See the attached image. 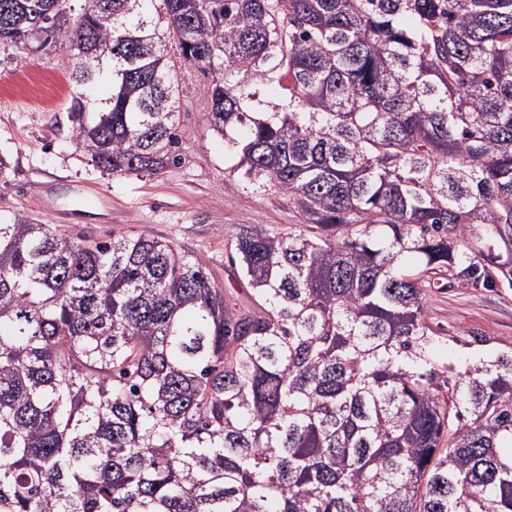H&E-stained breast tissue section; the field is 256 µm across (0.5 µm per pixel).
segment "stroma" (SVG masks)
Here are the masks:
<instances>
[{
  "label": "stroma",
  "mask_w": 512,
  "mask_h": 512,
  "mask_svg": "<svg viewBox=\"0 0 512 512\" xmlns=\"http://www.w3.org/2000/svg\"><path fill=\"white\" fill-rule=\"evenodd\" d=\"M179 85L180 158L161 173L119 177L89 165L71 142L67 108L70 69L59 52L31 53L0 43V155L10 168L0 177V217L17 213L60 225L69 235L148 234L197 253L230 302L252 306L250 286L229 259L227 229L262 224L278 232L301 229L303 219L287 195L249 181L239 154L210 125L207 81L168 43ZM84 181L112 199V214L86 206L71 184ZM84 209L75 224H59L62 210ZM428 322L435 355L464 369L512 351V289L485 281L432 276Z\"/></svg>",
  "instance_id": "stroma-1"
}]
</instances>
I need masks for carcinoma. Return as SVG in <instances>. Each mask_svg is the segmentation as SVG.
Listing matches in <instances>:
<instances>
[{
	"instance_id": "1",
	"label": "carcinoma",
	"mask_w": 512,
	"mask_h": 512,
	"mask_svg": "<svg viewBox=\"0 0 512 512\" xmlns=\"http://www.w3.org/2000/svg\"><path fill=\"white\" fill-rule=\"evenodd\" d=\"M67 2L0 41L66 60L76 152L178 161L171 37L312 232L231 231L250 310L168 241L0 219V512H512V354L427 321L433 273L512 287V0Z\"/></svg>"
}]
</instances>
